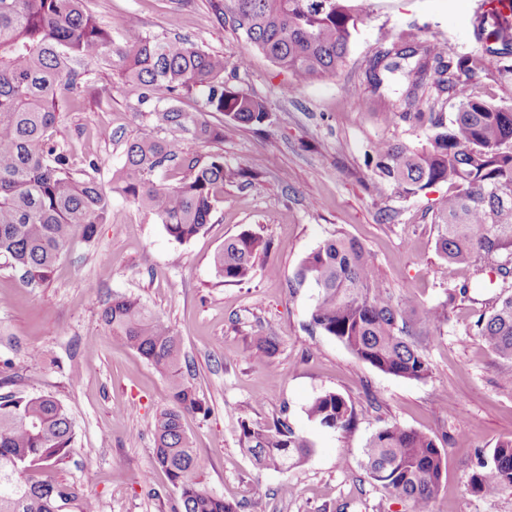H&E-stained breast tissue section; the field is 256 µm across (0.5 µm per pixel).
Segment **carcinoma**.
Segmentation results:
<instances>
[{
	"label": "carcinoma",
	"mask_w": 512,
	"mask_h": 512,
	"mask_svg": "<svg viewBox=\"0 0 512 512\" xmlns=\"http://www.w3.org/2000/svg\"><path fill=\"white\" fill-rule=\"evenodd\" d=\"M228 21L273 63L294 76L292 88L333 78L343 69L361 22L357 0H210ZM488 36L512 54V36L492 16ZM437 42L420 48L391 47L374 60L372 82L383 84L398 71L414 76L393 116L420 129L415 146L382 140L374 148L372 171L402 198L448 184V197L434 217L442 267L485 266L498 276V302L479 311L475 336L512 367V103H494L460 91L475 74L469 58L458 62L463 78L437 83L453 90L454 112H414L418 89L430 62L441 59ZM117 56L123 62L124 91L152 130L134 137L112 132L122 164L112 173V191L153 215L167 235L185 244L200 235L224 202L231 178L224 156L205 161L177 136L199 141L224 139L246 125H261L266 105L224 82V56L176 37L140 32L118 45L85 0H0V269L26 284H45L75 236L91 241L97 225L112 218V199L92 157L76 169L68 143L54 139L63 96L79 94L88 67ZM198 96L205 112L224 114L211 127L182 107ZM182 171L176 184L160 176ZM267 242L243 231L224 243L213 263L226 284L251 281ZM315 288L310 334L336 338L356 359L384 373L412 380L431 377L425 345L440 315L411 301L396 302L376 277L363 246L341 233L325 239L300 263L294 282ZM112 341L140 354L165 377L169 405L154 421L152 465L180 492L174 512H238L239 505L201 485L194 448L185 433L187 415L210 409L185 375L191 372L180 336L139 299L115 294L102 310ZM257 360L278 348L273 336L253 341ZM309 421L332 431L348 430L354 407L325 392L306 409ZM75 441L65 405L55 396L0 395V512H96V503L75 483L39 480L34 473L62 464ZM240 452L266 469L289 471L313 452L288 418L273 425L238 420ZM448 451L436 438L391 424L370 436L362 466L371 479L410 500L412 512H428L447 464ZM469 486L484 496L512 489V439L498 442L478 459Z\"/></svg>",
	"instance_id": "cac0c4a2"
}]
</instances>
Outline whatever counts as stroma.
Returning <instances> with one entry per match:
<instances>
[{
	"label": "stroma",
	"mask_w": 512,
	"mask_h": 512,
	"mask_svg": "<svg viewBox=\"0 0 512 512\" xmlns=\"http://www.w3.org/2000/svg\"><path fill=\"white\" fill-rule=\"evenodd\" d=\"M483 3L360 0L363 20L340 74L296 88L288 71L216 17L209 0H87L116 43L143 30L223 55L226 84L264 101L269 117L224 140L187 142L189 151L223 155L226 167L252 176L247 184L225 182L223 204L189 243L172 240L152 215L116 194L112 220L98 226L93 242L70 244L49 284L26 286L0 270V331L15 339L0 348L12 361L0 370V391L53 394L74 422L75 449L54 478L81 485L97 512H172L178 502L151 458L153 422L169 402L168 383L135 351L114 344L100 319L112 294L123 293L140 298L180 336L192 382L210 408L209 415L184 420L202 484L242 503V512H411L408 500L361 465L369 436L393 423L435 436L448 450L430 512H512V491L486 497L468 487L477 455L512 438V377L471 335L477 318L471 302L448 298L450 288L468 282L476 297L494 302L495 276L441 271L434 214L446 184L402 199L369 165L378 141L414 145L422 138L421 130L391 119L392 87H374L370 79L373 59L391 45L440 43L449 66L462 56L476 58L469 92L512 101V58L484 51ZM88 82L111 88V99L98 104L81 93L64 108L57 137L71 146L74 167L100 157L108 185L122 155L106 132L135 135L146 121L125 98L120 61L91 65ZM245 230L270 241V251L250 282L224 283L213 256ZM337 232L363 245L395 300L443 309L426 348L431 378L383 373L335 338L308 335L315 290L289 283L301 260ZM258 336L278 341L263 363L252 357ZM33 347L46 352L47 362L28 359ZM325 392L353 404L350 431H325L308 420V403ZM283 414L312 442L307 462L280 472L240 454L238 419L270 425ZM286 484L293 491L284 495Z\"/></svg>",
	"instance_id": "35a3bbf8"
}]
</instances>
